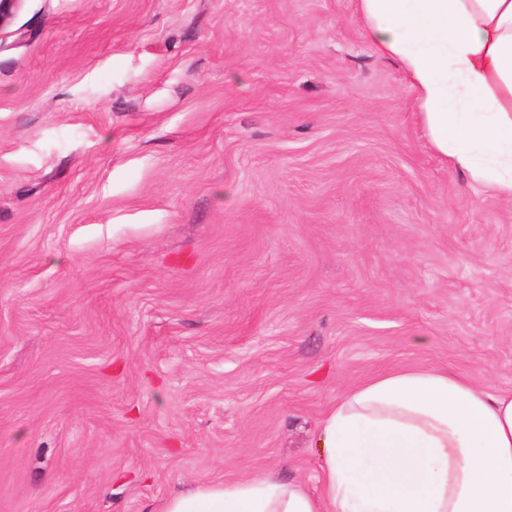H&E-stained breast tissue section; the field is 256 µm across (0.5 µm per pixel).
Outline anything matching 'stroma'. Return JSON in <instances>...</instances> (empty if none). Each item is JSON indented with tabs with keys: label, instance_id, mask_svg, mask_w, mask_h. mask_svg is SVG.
<instances>
[{
	"label": "stroma",
	"instance_id": "35a3bbf8",
	"mask_svg": "<svg viewBox=\"0 0 512 512\" xmlns=\"http://www.w3.org/2000/svg\"><path fill=\"white\" fill-rule=\"evenodd\" d=\"M512 392V197L356 0H23L0 33V512L317 492L394 370Z\"/></svg>",
	"mask_w": 512,
	"mask_h": 512
}]
</instances>
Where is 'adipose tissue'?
I'll return each mask as SVG.
<instances>
[{
    "label": "adipose tissue",
    "instance_id": "adipose-tissue-1",
    "mask_svg": "<svg viewBox=\"0 0 512 512\" xmlns=\"http://www.w3.org/2000/svg\"><path fill=\"white\" fill-rule=\"evenodd\" d=\"M399 61L433 150L512 196V0H357ZM318 493L274 476L170 495L163 512H512V394L458 373L376 376L333 405Z\"/></svg>",
    "mask_w": 512,
    "mask_h": 512
}]
</instances>
